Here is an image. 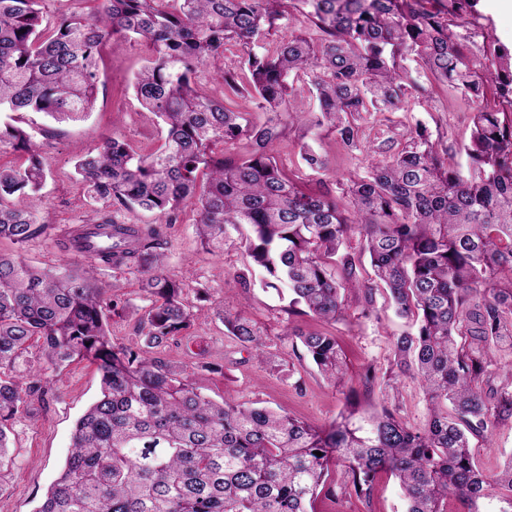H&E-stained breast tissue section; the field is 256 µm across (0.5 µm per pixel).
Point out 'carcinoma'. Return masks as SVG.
Returning <instances> with one entry per match:
<instances>
[{
    "mask_svg": "<svg viewBox=\"0 0 512 512\" xmlns=\"http://www.w3.org/2000/svg\"><path fill=\"white\" fill-rule=\"evenodd\" d=\"M478 2L101 0L93 15L51 23L44 0H0V147L24 152L20 164L0 168V239L17 247L0 252V471L12 462L7 422L44 394L41 367L29 360L31 338L46 364L87 360L101 380V396L77 421L65 466L37 512H314L333 465L344 468L340 492L367 508L385 472L398 480L406 512H448L450 495L473 505L491 487L500 512H512V459L488 476L470 445L512 420V372L493 386L496 352L512 349V47L472 38ZM295 12L305 27L254 50ZM110 37L146 46L132 92L162 122L164 142L144 155L107 138L79 160L88 212L60 229L56 244L68 254L82 250L91 226L95 253L77 270L41 269L22 249L50 223L36 196L46 172L20 115L62 121L93 111ZM229 45L242 51L236 66L224 63ZM202 67L220 75L225 90L254 100L265 123L249 126L206 93L197 81ZM302 76L319 105L310 116L290 105L291 82ZM441 86L473 104L465 173L418 124L400 142L384 140L383 158L343 185L347 214L331 193L300 190L271 152L285 114L304 132L334 134L356 150L365 115L397 112ZM243 135L252 153L224 156L223 146ZM300 156L312 169L325 166L306 142ZM188 205L209 248L224 249L231 227L249 229V255L269 277L265 285L288 292L290 315L334 321L343 291L370 304L385 289L396 314L415 326L397 339L391 373L420 382L425 425L411 426L386 405L359 421L348 396L322 429L210 398L196 382L218 371L208 363L191 370L154 358L197 317L182 300L191 274H167L160 227L120 224L112 209L139 207L169 221ZM352 234L363 241L370 274L361 257L342 250ZM337 263L344 284L332 274ZM100 267L138 273L152 298L136 348L112 342L108 321L119 301L99 286ZM218 316L242 347L264 356L263 332L246 311ZM298 338L324 379L345 385L336 337Z\"/></svg>",
    "mask_w": 512,
    "mask_h": 512,
    "instance_id": "cac0c4a2",
    "label": "carcinoma"
}]
</instances>
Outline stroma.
<instances>
[{"mask_svg": "<svg viewBox=\"0 0 512 512\" xmlns=\"http://www.w3.org/2000/svg\"><path fill=\"white\" fill-rule=\"evenodd\" d=\"M147 58L143 45L119 38L108 39L99 61L100 79L93 112L76 121L58 122L29 113L26 122L41 146L47 178L41 190L42 205L53 223L31 240L24 254L31 264L55 270L74 262L55 245L56 229L78 224L87 211L85 198L74 172L76 161L93 151L109 136L120 138L141 153L157 149L163 127L157 117L139 111L131 96L135 74ZM472 104L454 92H442L431 100H414L407 111L375 113L361 122L360 146L349 150L336 136L317 138L313 146L326 160V169L314 171L299 155L300 133L286 129L276 143L274 155L287 175L302 187L339 195V185L349 177L361 176L376 157L375 150L387 138H402L409 127L422 123L433 139L447 147L454 163L467 167L463 149L470 133ZM196 212L182 208L172 224L162 226L166 269L181 275L192 270L195 284L184 289L183 302L197 319L155 352L165 363L197 365L209 362L221 371L202 380L204 393L213 398L226 395L237 401L266 406L318 427L328 426L344 408L347 389H354L360 413L369 414L384 403L379 380L390 366L396 339L408 332L410 322L395 315L383 292L372 303L349 294L343 316L325 322L309 315H288L280 293L261 282L250 289L240 287L237 275L253 262L238 233H230L223 251L204 250L195 232ZM97 277L110 295L125 309L113 315L110 331L114 343L126 346L139 340V318L151 304L140 289L137 275L100 268ZM246 310L266 332V349L277 365L263 363L228 335L219 310ZM329 333L338 339L346 360L349 386L336 388L317 372L298 339L299 333ZM377 382L362 384L367 371ZM42 383L47 393L30 414L18 415L8 430L9 453L13 459L0 476V512H36L51 483L63 468L77 419L96 399L100 375L94 365L73 361L59 369H45ZM474 456L485 473L491 474L512 458V422L495 426L487 439L471 441ZM315 512H405L397 480L381 475L371 507H363L356 496L320 494Z\"/></svg>", "mask_w": 512, "mask_h": 512, "instance_id": "1", "label": "stroma"}]
</instances>
